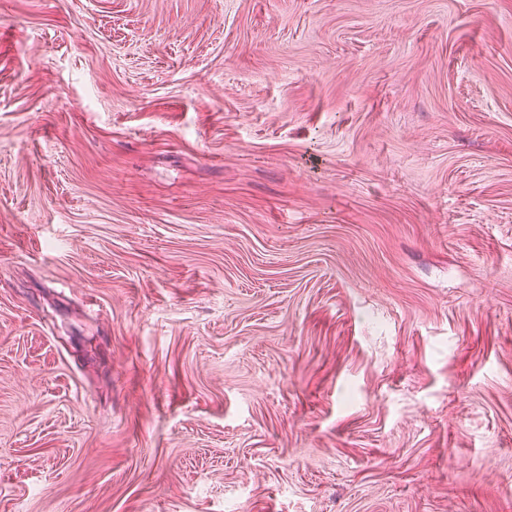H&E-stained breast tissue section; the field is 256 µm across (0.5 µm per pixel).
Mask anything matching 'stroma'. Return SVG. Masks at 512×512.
<instances>
[{"label":"stroma","mask_w":512,"mask_h":512,"mask_svg":"<svg viewBox=\"0 0 512 512\" xmlns=\"http://www.w3.org/2000/svg\"><path fill=\"white\" fill-rule=\"evenodd\" d=\"M512 512V0H0V512Z\"/></svg>","instance_id":"1"}]
</instances>
